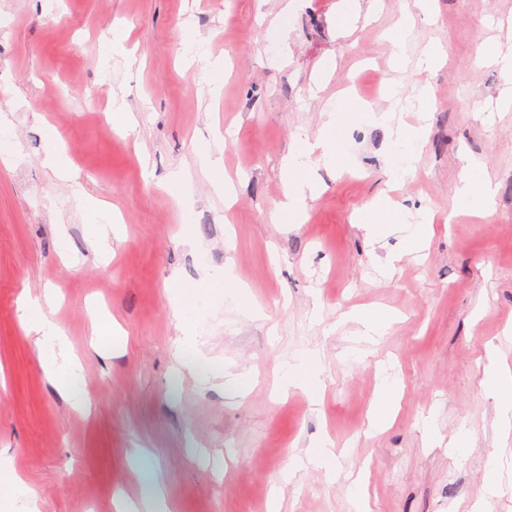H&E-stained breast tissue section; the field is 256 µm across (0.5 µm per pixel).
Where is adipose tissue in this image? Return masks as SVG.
<instances>
[{"instance_id":"adipose-tissue-1","label":"adipose tissue","mask_w":512,"mask_h":512,"mask_svg":"<svg viewBox=\"0 0 512 512\" xmlns=\"http://www.w3.org/2000/svg\"><path fill=\"white\" fill-rule=\"evenodd\" d=\"M336 109L335 103H326L323 107L325 119L316 134L299 135L288 154L283 157L281 174L284 197L272 213L275 223H303L306 215L305 200L319 191L318 184L307 175L311 156H318L327 168L335 167L339 151ZM373 119L391 129L397 151L389 158L386 175L389 183H399L415 169L418 146L423 140L425 127L407 123L403 116L388 111L374 112ZM493 193L481 165L474 161L468 162L457 190L458 207L476 212L485 210ZM355 220L363 224L366 237L372 242L385 237L397 225H406L407 248L415 252L425 249L433 233L434 214L429 210L414 214L405 211L386 193L381 192L357 213ZM51 301L52 296L48 293L40 298L22 295L19 299L21 318L28 334L36 336L39 344L49 348L48 355L42 361L46 375L61 393L79 405L83 402L80 388L81 367L65 348L63 331L49 311ZM321 375V362L317 352L302 351L282 364L275 377L274 387L281 394L291 390L302 391L315 401L319 399L323 389Z\"/></svg>"}]
</instances>
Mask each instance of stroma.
I'll use <instances>...</instances> for the list:
<instances>
[{
	"label": "stroma",
	"instance_id": "1",
	"mask_svg": "<svg viewBox=\"0 0 512 512\" xmlns=\"http://www.w3.org/2000/svg\"><path fill=\"white\" fill-rule=\"evenodd\" d=\"M358 2L373 14L346 34L336 26L343 0H59L51 11L0 0V114L21 146L0 160V452L38 512H116L139 498L146 464L166 486L165 512H357L362 502L366 512H512V446L484 383L490 358L512 366V108L499 105L512 80L487 53L512 36V0H437L416 14L398 68L386 33L405 0ZM195 39L207 58L190 64ZM435 44L445 64L416 74L413 60ZM425 83L427 138L394 195L438 215L417 260L400 234L368 243L351 216L382 188L392 148L372 109L404 110ZM116 97L137 117L121 138ZM331 98L347 108L345 154L334 171L311 163L322 191L304 223H272L281 159L298 132H316ZM53 133L85 195L122 217L108 257L93 248L90 214L42 166ZM218 135L237 184L229 209L199 160ZM469 159L495 188L482 216L453 212ZM175 171L190 187L179 201L164 188ZM397 253L394 274L376 279L378 261ZM228 259L246 290L200 294L205 369H178L186 331L167 285L194 288ZM25 291L57 293L85 405L45 376L19 317ZM376 308L397 319L368 343L344 315ZM95 317L115 329L97 345ZM305 349L324 366L316 405L273 388L279 365ZM382 361L402 398L375 432ZM230 365L250 373L247 390L226 382ZM462 429L468 447H452ZM326 437L335 481L312 468L283 479ZM494 459L504 491L487 498Z\"/></svg>",
	"mask_w": 512,
	"mask_h": 512
}]
</instances>
